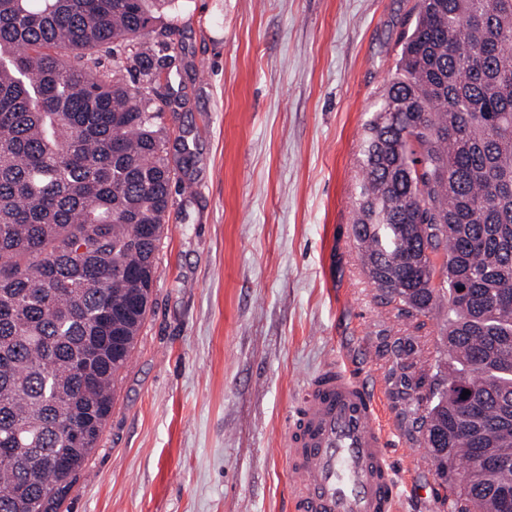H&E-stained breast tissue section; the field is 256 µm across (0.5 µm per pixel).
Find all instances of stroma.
I'll return each mask as SVG.
<instances>
[{"label":"stroma","instance_id":"35a3bbf8","mask_svg":"<svg viewBox=\"0 0 512 512\" xmlns=\"http://www.w3.org/2000/svg\"><path fill=\"white\" fill-rule=\"evenodd\" d=\"M167 111L181 161L152 307L60 512H288L284 444L305 385L342 360L401 429L395 512H447L408 431L396 342L351 238L359 149L416 0H179Z\"/></svg>","mask_w":512,"mask_h":512}]
</instances>
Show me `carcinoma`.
Wrapping results in <instances>:
<instances>
[{
  "label": "carcinoma",
  "mask_w": 512,
  "mask_h": 512,
  "mask_svg": "<svg viewBox=\"0 0 512 512\" xmlns=\"http://www.w3.org/2000/svg\"><path fill=\"white\" fill-rule=\"evenodd\" d=\"M178 0H0V512H57L149 308L176 175L157 28ZM108 59L104 64L102 59ZM352 226L457 512H512V0H417L365 124ZM471 403L464 405L461 392Z\"/></svg>",
  "instance_id": "cac0c4a2"
}]
</instances>
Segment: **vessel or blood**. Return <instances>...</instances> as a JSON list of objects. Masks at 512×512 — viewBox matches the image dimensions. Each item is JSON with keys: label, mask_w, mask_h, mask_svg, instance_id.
Segmentation results:
<instances>
[{"label": "vessel or blood", "mask_w": 512, "mask_h": 512, "mask_svg": "<svg viewBox=\"0 0 512 512\" xmlns=\"http://www.w3.org/2000/svg\"><path fill=\"white\" fill-rule=\"evenodd\" d=\"M385 420L377 384L346 363L311 379L285 435L301 483L290 512H392L400 490Z\"/></svg>", "instance_id": "vessel-or-blood-1"}]
</instances>
